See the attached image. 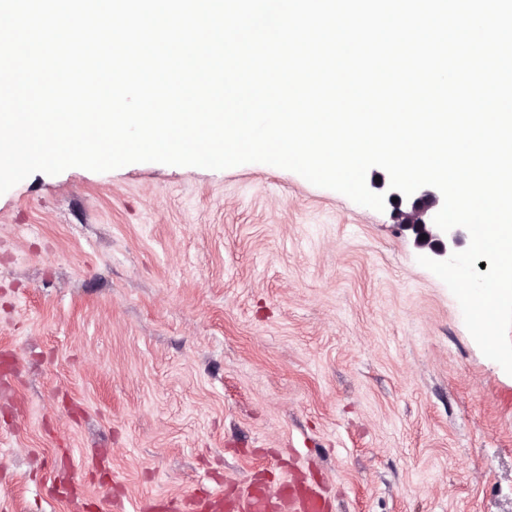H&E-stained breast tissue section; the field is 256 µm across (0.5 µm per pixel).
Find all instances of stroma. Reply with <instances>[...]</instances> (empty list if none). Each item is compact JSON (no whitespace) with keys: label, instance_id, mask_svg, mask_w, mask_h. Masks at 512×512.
<instances>
[{"label":"stroma","instance_id":"1","mask_svg":"<svg viewBox=\"0 0 512 512\" xmlns=\"http://www.w3.org/2000/svg\"><path fill=\"white\" fill-rule=\"evenodd\" d=\"M411 233L263 163L0 195V512L294 474L327 512H512V376Z\"/></svg>","mask_w":512,"mask_h":512}]
</instances>
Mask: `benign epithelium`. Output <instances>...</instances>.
<instances>
[{
    "label": "benign epithelium",
    "instance_id": "obj_1",
    "mask_svg": "<svg viewBox=\"0 0 512 512\" xmlns=\"http://www.w3.org/2000/svg\"><path fill=\"white\" fill-rule=\"evenodd\" d=\"M375 187L384 191L387 201L391 202L394 223L414 235L417 247L427 248L437 256H444L465 237L460 227L445 233L434 225L433 218L442 207L440 197L435 191L428 188L419 189L406 197L386 186L383 177L375 183Z\"/></svg>",
    "mask_w": 512,
    "mask_h": 512
}]
</instances>
